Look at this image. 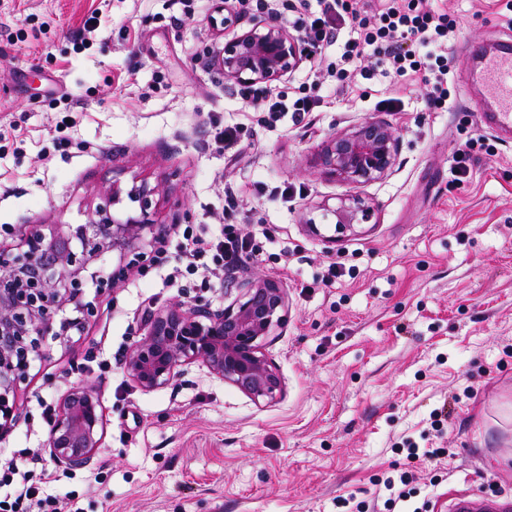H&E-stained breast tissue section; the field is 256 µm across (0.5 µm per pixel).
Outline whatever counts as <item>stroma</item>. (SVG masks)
I'll list each match as a JSON object with an SVG mask.
<instances>
[{
    "label": "stroma",
    "mask_w": 512,
    "mask_h": 512,
    "mask_svg": "<svg viewBox=\"0 0 512 512\" xmlns=\"http://www.w3.org/2000/svg\"><path fill=\"white\" fill-rule=\"evenodd\" d=\"M459 19L450 52L512 38V11L496 0H433ZM216 0H0V243L88 222L113 190L155 192L162 237L219 234L239 224L260 245L257 263L215 278L150 264L115 292L87 282L97 315L83 335L48 342L0 432V465L44 448L41 402L93 386L106 414L92 462L71 472L64 512H448L452 495L512 498V136L479 123L480 97L458 79L452 108L427 109L417 79L336 86V51L307 57L260 95L291 101L320 80L317 111L295 120L246 106L211 59L272 9H236L215 26ZM94 20L86 28V20ZM395 96L397 112L377 102ZM363 120L399 139L386 177L351 187L322 173L326 141ZM238 130L239 158L213 140ZM486 150L452 173L457 148ZM291 184L284 200L277 186ZM238 206L226 211L225 189ZM356 193L374 216L329 244L312 235L322 203ZM344 269L323 281L330 264ZM279 280L288 320L265 353L283 391L255 401L199 363L171 384L141 390L124 372L150 311L202 298L213 308L251 274ZM442 454L412 460L409 449ZM409 470L406 500L385 481Z\"/></svg>",
    "instance_id": "35a3bbf8"
}]
</instances>
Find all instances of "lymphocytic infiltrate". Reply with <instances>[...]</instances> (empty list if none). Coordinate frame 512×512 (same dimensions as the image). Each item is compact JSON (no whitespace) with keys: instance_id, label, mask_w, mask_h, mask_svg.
Listing matches in <instances>:
<instances>
[{"instance_id":"obj_1","label":"lymphocytic infiltrate","mask_w":512,"mask_h":512,"mask_svg":"<svg viewBox=\"0 0 512 512\" xmlns=\"http://www.w3.org/2000/svg\"><path fill=\"white\" fill-rule=\"evenodd\" d=\"M292 19L305 51L314 54L341 44L337 82L372 78L368 61L379 56L394 77L416 75L428 85V108L446 104L448 44L459 26L448 10L431 6L429 0H293ZM345 28L351 35L343 41L339 34ZM177 248L191 257L192 267L218 274L238 271L255 251L250 237L230 224L209 240L190 236ZM0 484L11 486L14 494L13 501L0 500V512H62V497L47 492L46 477L36 463L8 465L0 472Z\"/></svg>"}]
</instances>
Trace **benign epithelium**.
<instances>
[{"label":"benign epithelium","mask_w":512,"mask_h":512,"mask_svg":"<svg viewBox=\"0 0 512 512\" xmlns=\"http://www.w3.org/2000/svg\"><path fill=\"white\" fill-rule=\"evenodd\" d=\"M303 58L298 36L266 21L224 43L212 64L227 85L269 86L288 78ZM397 146L398 137L387 123L360 122L327 141L323 173L353 186L371 183L394 168ZM154 194L144 186L132 190L129 198L139 203V212L119 219L109 213L121 202L115 189L85 224H69L67 230L48 235L35 230L14 247L0 245V421L16 417L18 393L35 360L44 355L47 340L80 334L96 316V303L84 300L91 263L111 249L120 252L118 266L97 279V291L104 294L144 261L143 233L157 225ZM322 210L336 219L335 233L327 237L331 243L357 232L374 215L371 206L353 195L333 207L326 203ZM287 320L286 289L266 275L238 285L237 295L222 309L177 300L148 315L143 337L125 358L124 372L142 390L153 391L173 381L183 367L201 363L254 400H273L282 381L263 347ZM104 417L92 387L72 388L50 424V456L70 468L88 466L101 441Z\"/></svg>","instance_id":"obj_1"}]
</instances>
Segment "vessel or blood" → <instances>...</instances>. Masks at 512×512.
Masks as SVG:
<instances>
[{
  "mask_svg": "<svg viewBox=\"0 0 512 512\" xmlns=\"http://www.w3.org/2000/svg\"><path fill=\"white\" fill-rule=\"evenodd\" d=\"M480 70L470 74L462 70V79L476 77L494 102L491 111L482 113L485 127L501 131L512 130V42H500L492 50H479ZM508 503L485 495L460 494L448 505L449 512H507Z\"/></svg>",
  "mask_w": 512,
  "mask_h": 512,
  "instance_id": "b4317fda",
  "label": "vessel or blood"
}]
</instances>
